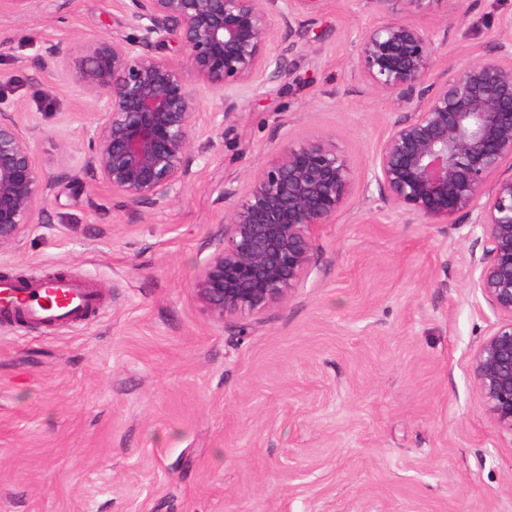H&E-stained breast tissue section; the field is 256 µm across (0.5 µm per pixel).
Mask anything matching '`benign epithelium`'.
Returning a JSON list of instances; mask_svg holds the SVG:
<instances>
[{
	"label": "benign epithelium",
	"instance_id": "obj_1",
	"mask_svg": "<svg viewBox=\"0 0 512 512\" xmlns=\"http://www.w3.org/2000/svg\"><path fill=\"white\" fill-rule=\"evenodd\" d=\"M320 0H117L138 34L119 31L79 48L50 43L46 70H75L103 114L90 122L88 167L129 206L178 198L197 161L194 137L224 126L236 93L256 87L295 44L279 40L295 9ZM174 48L182 59L165 55ZM432 35L392 18L362 34L356 70L396 98L395 122L371 161L384 202L438 224L475 215L486 240L471 262L472 286L501 317L471 369L487 411L512 434V42L459 70L435 74ZM218 93L222 111L196 124L198 88ZM353 163L328 137L290 143L249 177L225 188L222 244L194 288L218 312L260 314L299 288L314 231L348 200ZM489 192H484L486 185ZM52 186L36 167L20 109L0 98V245L35 223Z\"/></svg>",
	"mask_w": 512,
	"mask_h": 512
}]
</instances>
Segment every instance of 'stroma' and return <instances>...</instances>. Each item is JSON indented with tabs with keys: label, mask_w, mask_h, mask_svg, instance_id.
I'll list each match as a JSON object with an SVG mask.
<instances>
[{
	"label": "stroma",
	"mask_w": 512,
	"mask_h": 512,
	"mask_svg": "<svg viewBox=\"0 0 512 512\" xmlns=\"http://www.w3.org/2000/svg\"><path fill=\"white\" fill-rule=\"evenodd\" d=\"M321 0L299 9L281 77L196 137L184 194L129 208L86 165L91 99L44 70L48 43L136 35L115 0L0 13V96L26 116L52 189L0 246V274L65 273L101 292L85 322L0 320V512H512V436L471 372L499 316L468 276L485 238L385 205L368 164L403 114L354 72L389 18L430 31L437 71L512 40V0ZM335 141L352 193L303 281L257 315L194 283L224 238L222 189L286 144Z\"/></svg>",
	"instance_id": "stroma-1"
}]
</instances>
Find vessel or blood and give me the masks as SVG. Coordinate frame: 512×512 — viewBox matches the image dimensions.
<instances>
[{
    "instance_id": "b4317fda",
    "label": "vessel or blood",
    "mask_w": 512,
    "mask_h": 512,
    "mask_svg": "<svg viewBox=\"0 0 512 512\" xmlns=\"http://www.w3.org/2000/svg\"><path fill=\"white\" fill-rule=\"evenodd\" d=\"M101 296L91 283L70 276L20 284L0 279V317L34 325L75 323L97 310Z\"/></svg>"
}]
</instances>
